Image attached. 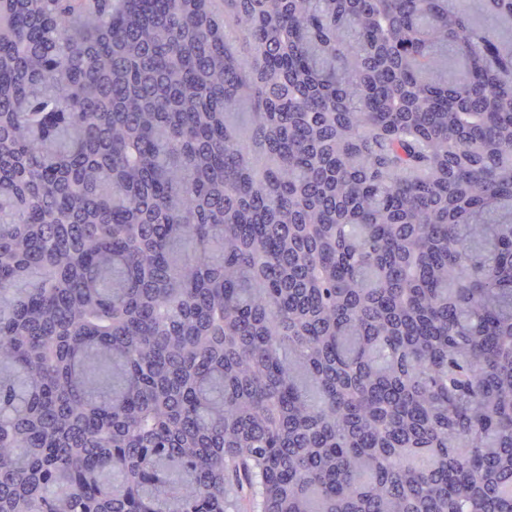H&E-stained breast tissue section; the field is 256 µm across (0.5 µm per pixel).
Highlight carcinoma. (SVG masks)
<instances>
[{"label": "carcinoma", "mask_w": 512, "mask_h": 512, "mask_svg": "<svg viewBox=\"0 0 512 512\" xmlns=\"http://www.w3.org/2000/svg\"><path fill=\"white\" fill-rule=\"evenodd\" d=\"M508 74L452 0L0 3V512H512Z\"/></svg>", "instance_id": "carcinoma-1"}]
</instances>
